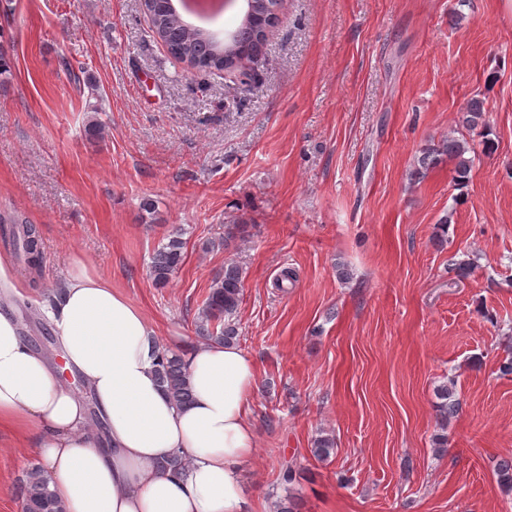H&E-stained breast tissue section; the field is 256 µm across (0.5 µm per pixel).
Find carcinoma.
Returning a JSON list of instances; mask_svg holds the SVG:
<instances>
[{
    "instance_id": "carcinoma-1",
    "label": "carcinoma",
    "mask_w": 512,
    "mask_h": 512,
    "mask_svg": "<svg viewBox=\"0 0 512 512\" xmlns=\"http://www.w3.org/2000/svg\"><path fill=\"white\" fill-rule=\"evenodd\" d=\"M249 9L235 35L227 42H220L207 31L188 24L173 5V0H149L145 3L151 32L175 58L198 71L225 72L229 75L248 74L259 59L258 52L272 26L267 18L272 9L281 8V0H247ZM459 122L471 131L489 135L482 102L470 100L461 112ZM468 142L452 136L439 145L424 152L418 160L415 175L422 177L426 171L437 166L447 157L454 161L455 181L464 185L469 181L472 160L467 157ZM5 230L4 239L14 251L22 254L28 268L40 272L43 254L36 230L28 221L12 218ZM186 242L183 233L167 236V242L154 250L149 265L150 277L155 286L165 287L185 259ZM244 270L236 262L224 264V274L217 277L204 300L197 317V333L211 342L231 344L237 340L238 330L233 321L243 296ZM157 376L173 402L178 405L191 400L192 391L186 376L181 355L168 352L158 364ZM454 384L443 385L438 392L441 402L436 405L443 421L457 413L459 403L453 400ZM335 440L330 435H320L313 441L312 456L327 460L334 452ZM296 480V469L285 464L280 470V481L288 486V495L277 501L275 512H299L298 498L292 485ZM497 482L501 489L512 494V457L505 458L497 468ZM50 476L38 465L29 467L18 483L23 512H65L50 488Z\"/></svg>"
}]
</instances>
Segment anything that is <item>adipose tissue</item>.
<instances>
[{"mask_svg": "<svg viewBox=\"0 0 512 512\" xmlns=\"http://www.w3.org/2000/svg\"><path fill=\"white\" fill-rule=\"evenodd\" d=\"M18 288L0 260V430L36 436L65 512H244L256 386L245 352L216 342L184 352L192 400L176 405L158 382L163 348L143 312L74 260L47 316L106 423L101 437L81 396L25 340L5 303ZM175 455L188 467L161 472Z\"/></svg>", "mask_w": 512, "mask_h": 512, "instance_id": "ef3b65f1", "label": "adipose tissue"}]
</instances>
